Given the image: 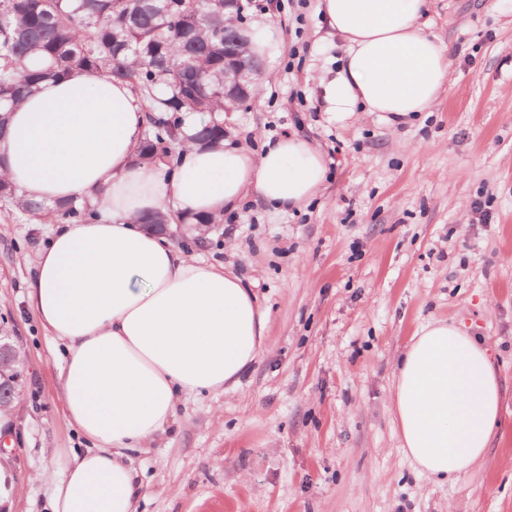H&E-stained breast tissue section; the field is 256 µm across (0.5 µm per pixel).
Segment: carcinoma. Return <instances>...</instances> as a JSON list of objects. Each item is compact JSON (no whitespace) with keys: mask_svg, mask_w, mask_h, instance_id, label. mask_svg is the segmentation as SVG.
Segmentation results:
<instances>
[{"mask_svg":"<svg viewBox=\"0 0 512 512\" xmlns=\"http://www.w3.org/2000/svg\"><path fill=\"white\" fill-rule=\"evenodd\" d=\"M224 0H0V130L5 112L23 102L39 83L93 73L132 85L151 114L136 159L149 163L173 156L168 144L188 138L206 146L224 141V113L238 109L224 94V46L244 42L257 67L243 16L229 23ZM205 112L208 119L192 123ZM0 202L24 219L39 206L21 201L0 180ZM57 224L104 220L86 198L53 210ZM15 365L0 367V384L12 400Z\"/></svg>","mask_w":512,"mask_h":512,"instance_id":"cac0c4a2","label":"carcinoma"}]
</instances>
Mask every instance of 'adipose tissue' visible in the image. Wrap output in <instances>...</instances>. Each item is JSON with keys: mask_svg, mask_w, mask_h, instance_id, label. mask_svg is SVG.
<instances>
[{"mask_svg": "<svg viewBox=\"0 0 512 512\" xmlns=\"http://www.w3.org/2000/svg\"><path fill=\"white\" fill-rule=\"evenodd\" d=\"M428 0H319L346 45L324 87L330 121L359 111L386 120L431 111L450 62L421 19ZM148 123L126 82L96 74L50 80L0 137V175L46 211L93 197L106 220L67 224L41 251L28 302L63 342L62 402L89 446L53 485L51 512H138L121 451L164 432L181 396L236 386L258 357L267 318L233 272L177 249L136 218L159 211L217 216L253 194L281 207L314 198L326 178L322 150L302 137L261 154L225 143L185 145L178 168L136 159ZM502 382L488 348L456 325L421 328L396 364L393 409L404 454L438 482L480 462L498 434Z\"/></svg>", "mask_w": 512, "mask_h": 512, "instance_id": "ef3b65f1", "label": "adipose tissue"}]
</instances>
